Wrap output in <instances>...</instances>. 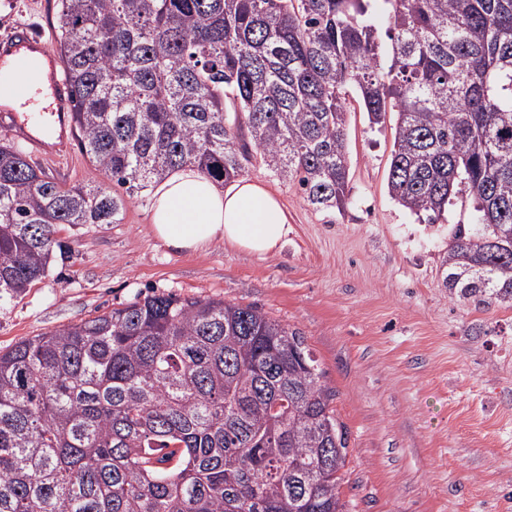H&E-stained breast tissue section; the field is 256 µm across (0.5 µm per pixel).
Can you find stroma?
Instances as JSON below:
<instances>
[{
    "label": "stroma",
    "mask_w": 512,
    "mask_h": 512,
    "mask_svg": "<svg viewBox=\"0 0 512 512\" xmlns=\"http://www.w3.org/2000/svg\"><path fill=\"white\" fill-rule=\"evenodd\" d=\"M57 3L0 0V37L22 23L55 50ZM394 124L371 129L350 101L351 195L340 212L315 209L263 166L248 169L285 208L289 233L272 255L221 242L172 252L150 232L146 191L120 223L57 225L69 256L0 304V349L154 293L255 306L304 333L336 392L350 512H512V308L449 298L450 232L472 208L426 224L390 198ZM23 150L62 186L102 179L74 135Z\"/></svg>",
    "instance_id": "stroma-1"
}]
</instances>
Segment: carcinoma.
Instances as JSON below:
<instances>
[{
  "mask_svg": "<svg viewBox=\"0 0 512 512\" xmlns=\"http://www.w3.org/2000/svg\"><path fill=\"white\" fill-rule=\"evenodd\" d=\"M76 138L125 187H63L0 139V303L45 278L59 224L194 164L259 163L319 209L350 193L348 96L396 114L390 198L435 224L444 286L512 307V0H58ZM387 23L383 45L373 23ZM302 332L256 307L146 296L0 351V512H349L347 432Z\"/></svg>",
  "mask_w": 512,
  "mask_h": 512,
  "instance_id": "cac0c4a2",
  "label": "carcinoma"
}]
</instances>
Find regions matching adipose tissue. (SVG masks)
Wrapping results in <instances>:
<instances>
[{"label":"adipose tissue","instance_id":"ef3b65f1","mask_svg":"<svg viewBox=\"0 0 512 512\" xmlns=\"http://www.w3.org/2000/svg\"><path fill=\"white\" fill-rule=\"evenodd\" d=\"M151 231L167 248L198 252L224 241L267 256L285 243L288 222L278 197L261 181L222 186L194 166L170 172L155 186Z\"/></svg>","mask_w":512,"mask_h":512}]
</instances>
